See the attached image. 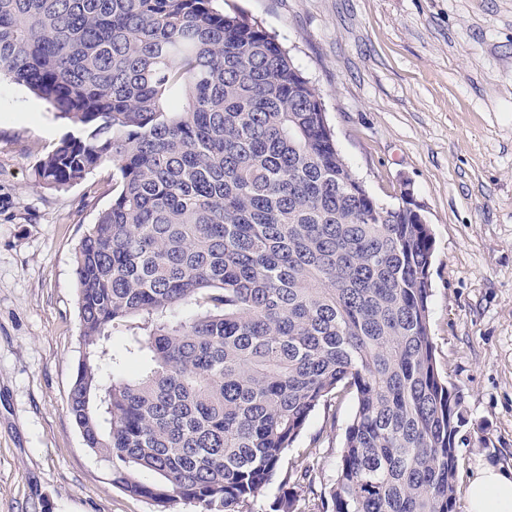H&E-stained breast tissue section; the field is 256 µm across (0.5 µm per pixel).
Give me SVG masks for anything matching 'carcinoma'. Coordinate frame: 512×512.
Segmentation results:
<instances>
[{
    "instance_id": "cac0c4a2",
    "label": "carcinoma",
    "mask_w": 512,
    "mask_h": 512,
    "mask_svg": "<svg viewBox=\"0 0 512 512\" xmlns=\"http://www.w3.org/2000/svg\"><path fill=\"white\" fill-rule=\"evenodd\" d=\"M213 2L0 0V79L73 128L38 177L116 170L75 255L84 445L154 512H251L350 395L322 512H456L430 226L366 192L290 50Z\"/></svg>"
}]
</instances>
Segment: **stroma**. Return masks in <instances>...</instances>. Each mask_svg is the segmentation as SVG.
Wrapping results in <instances>:
<instances>
[{"mask_svg":"<svg viewBox=\"0 0 512 512\" xmlns=\"http://www.w3.org/2000/svg\"><path fill=\"white\" fill-rule=\"evenodd\" d=\"M261 22L317 88L337 146L388 207L433 236L430 332L463 399L457 505L476 469L512 471V0H216ZM0 83V512H153L115 487L68 407L80 323L74 255L115 182L104 164L63 190L35 169L67 132ZM353 404L317 410L282 471L310 468L318 512ZM317 445L316 455L305 448Z\"/></svg>","mask_w":512,"mask_h":512,"instance_id":"1","label":"stroma"}]
</instances>
